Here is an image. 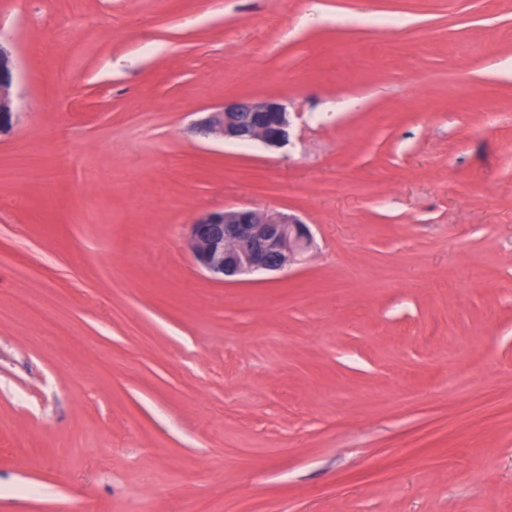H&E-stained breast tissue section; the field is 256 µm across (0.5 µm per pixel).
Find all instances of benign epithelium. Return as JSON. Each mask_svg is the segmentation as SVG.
Here are the masks:
<instances>
[{
	"label": "benign epithelium",
	"mask_w": 512,
	"mask_h": 512,
	"mask_svg": "<svg viewBox=\"0 0 512 512\" xmlns=\"http://www.w3.org/2000/svg\"><path fill=\"white\" fill-rule=\"evenodd\" d=\"M15 63L0 42V132L12 127ZM292 122L276 98L232 100L199 123L206 134L237 142L260 141L271 147L289 142ZM194 260L213 278L237 281L256 272H277L297 261L312 245L307 224L292 214L249 206L216 208L189 225Z\"/></svg>",
	"instance_id": "obj_1"
}]
</instances>
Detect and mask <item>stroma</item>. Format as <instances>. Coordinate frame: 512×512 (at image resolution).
<instances>
[{
  "mask_svg": "<svg viewBox=\"0 0 512 512\" xmlns=\"http://www.w3.org/2000/svg\"><path fill=\"white\" fill-rule=\"evenodd\" d=\"M0 37V512H512V0H0ZM268 97L285 147L194 129ZM241 204L309 258L200 268ZM15 78V63L11 50L0 42V132L12 127L14 106L12 87ZM189 228L194 260L225 282L281 271L307 252L313 241L307 224L295 215L249 206L206 211Z\"/></svg>",
  "mask_w": 512,
  "mask_h": 512,
  "instance_id": "35a3bbf8",
  "label": "stroma"
}]
</instances>
